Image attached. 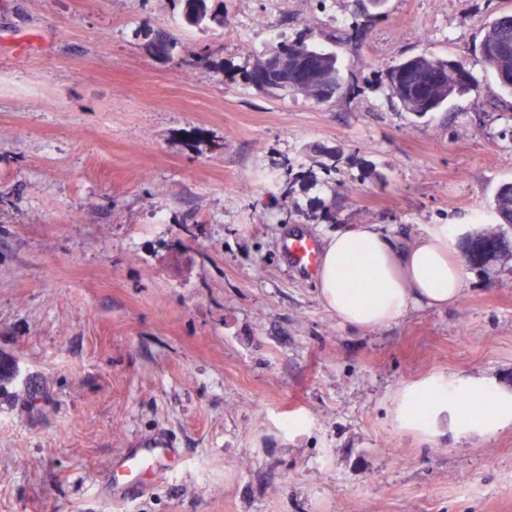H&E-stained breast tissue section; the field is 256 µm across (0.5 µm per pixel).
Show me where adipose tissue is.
Returning <instances> with one entry per match:
<instances>
[{
    "label": "adipose tissue",
    "mask_w": 512,
    "mask_h": 512,
    "mask_svg": "<svg viewBox=\"0 0 512 512\" xmlns=\"http://www.w3.org/2000/svg\"><path fill=\"white\" fill-rule=\"evenodd\" d=\"M316 288L323 306L341 323L361 329L395 321L416 308H448L461 297L465 277L451 256L447 225L398 243L364 224L327 239ZM476 393L496 407L481 434L512 426V392L479 380L444 377L406 388L397 420L402 428L426 436L445 434L459 428L463 403Z\"/></svg>",
    "instance_id": "1"
}]
</instances>
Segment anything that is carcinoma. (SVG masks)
Listing matches in <instances>:
<instances>
[{"label":"carcinoma","instance_id":"1","mask_svg":"<svg viewBox=\"0 0 512 512\" xmlns=\"http://www.w3.org/2000/svg\"><path fill=\"white\" fill-rule=\"evenodd\" d=\"M481 43L489 51L484 62L493 71L500 87L512 95V15H500L489 20ZM277 47L288 52V76H281L278 70L267 64L270 54L267 50L245 72L248 84L268 94H304L319 104L347 92L336 53L301 40L279 43ZM384 86L390 99L417 116L442 111L454 96L479 93L464 58H440L426 53L400 58L386 65ZM490 207L501 228L494 232H480L463 241V255L472 254L479 259L478 264L470 265L478 271L512 257V244L507 241L508 232L512 230V183H505L497 189ZM469 407L471 415L477 419L487 421L495 415L494 406L477 395L469 400Z\"/></svg>","mask_w":512,"mask_h":512}]
</instances>
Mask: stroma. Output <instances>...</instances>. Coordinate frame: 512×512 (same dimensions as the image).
I'll list each match as a JSON object with an SVG mask.
<instances>
[{"label":"stroma","mask_w":512,"mask_h":512,"mask_svg":"<svg viewBox=\"0 0 512 512\" xmlns=\"http://www.w3.org/2000/svg\"><path fill=\"white\" fill-rule=\"evenodd\" d=\"M199 11L0 0V512H512V426L396 418L429 377L512 391V260L466 270L448 309L351 329L281 252L357 224L496 229L512 96L475 47L512 0ZM295 40L335 48L343 99L245 81ZM424 52L465 56L479 96L404 111L379 72ZM163 441L177 464L118 493L112 465Z\"/></svg>","instance_id":"obj_1"}]
</instances>
